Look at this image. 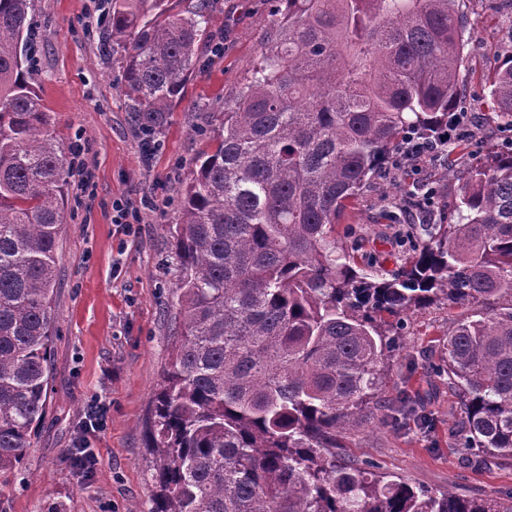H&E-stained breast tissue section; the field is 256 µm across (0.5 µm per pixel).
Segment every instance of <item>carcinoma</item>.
<instances>
[{"label":"carcinoma","mask_w":512,"mask_h":512,"mask_svg":"<svg viewBox=\"0 0 512 512\" xmlns=\"http://www.w3.org/2000/svg\"><path fill=\"white\" fill-rule=\"evenodd\" d=\"M276 25L180 187L172 233L179 326L151 400V512H512L372 479L336 449L379 409L395 350L383 314L467 306L442 370L466 457L512 459V150L473 164L456 209L422 224L391 278L366 273L336 227L410 133L457 107V0H274ZM31 0H0V472L22 469L47 412L51 301L70 162L28 59ZM213 0H111L107 47L138 131L168 121L199 66ZM512 127V54L490 78ZM399 405L419 428L430 417Z\"/></svg>","instance_id":"carcinoma-1"}]
</instances>
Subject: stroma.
<instances>
[{
	"instance_id": "1",
	"label": "stroma",
	"mask_w": 512,
	"mask_h": 512,
	"mask_svg": "<svg viewBox=\"0 0 512 512\" xmlns=\"http://www.w3.org/2000/svg\"><path fill=\"white\" fill-rule=\"evenodd\" d=\"M273 0H215L207 28L224 40L222 54L202 50L167 124L157 131L163 150L151 160L126 110L118 66L103 46L98 17L109 0H32L34 69L52 128L63 149L89 147L94 173L90 204L71 180L63 212L52 303L54 338L48 411L28 448L22 475H0V512H150L152 457L144 429L151 398L167 364L178 320L177 267L169 229L179 220L178 189L192 162L210 152L222 107L250 77L261 43L273 29ZM471 24L464 33L459 111L475 133L474 152L512 143V128L478 107L488 93L495 61L512 52V6L464 0ZM472 154L427 161L421 169L398 165L375 177L341 220L347 246L370 258L373 272L389 276L408 255L409 219L395 209L402 194H433L439 221L455 205ZM156 196L143 211L136 237L112 222V204ZM459 306L434 305L408 315L399 348L385 368L381 397L408 390L431 412L425 429L392 431L363 420L347 439V455L372 462L382 482L403 481L438 495L446 491L498 499L512 493V461L479 465L463 459L448 436V412L457 398L436 370ZM104 425L89 438L98 463L92 473L62 462L81 434L90 407Z\"/></svg>"
}]
</instances>
